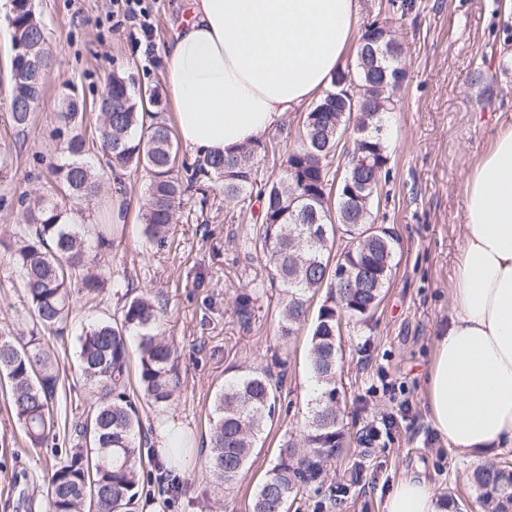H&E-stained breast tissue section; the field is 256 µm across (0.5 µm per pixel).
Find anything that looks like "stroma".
<instances>
[{"instance_id":"obj_1","label":"stroma","mask_w":512,"mask_h":512,"mask_svg":"<svg viewBox=\"0 0 512 512\" xmlns=\"http://www.w3.org/2000/svg\"><path fill=\"white\" fill-rule=\"evenodd\" d=\"M381 2L358 0L359 16L386 18L403 45L408 72L387 116L390 172L377 210L378 223L397 238L392 277L373 319L341 331L337 373L345 393L347 451L328 470L322 488L300 494L291 512H381L395 484L418 468L439 499L452 493L471 502L476 493L466 485V475L493 457L482 452L472 460L449 450L429 420L425 381L435 338L448 325V288L464 238L466 178L496 133L512 127V40L502 34L504 24L512 25V0H404L402 10L382 8ZM146 4L154 24L150 61L125 32L112 29L107 20L112 0H35L54 65L45 96L23 129L11 118L10 26L7 9L0 6V152L8 156V174L0 179V335H25L33 327L21 273L5 245L24 228L22 196L53 194L50 169L64 161L52 136L63 94L92 103L115 71L137 90L167 87L164 51L190 16L187 0ZM477 68L487 76L480 86L470 82ZM307 110V104L298 105L264 134L265 167L284 160L296 146L295 130ZM86 160L100 175L101 197L123 201L127 220L98 257L104 290L92 300L76 297L63 334H43L66 388L58 406L66 427L55 445L68 449L78 443L76 426L88 409L90 394L75 357L82 325L115 314L118 290L151 294L166 307L180 385L174 404L164 410L146 405L137 376H129L127 392L140 411L144 458L156 454L159 433L169 424L186 439L188 453L177 473L162 465L150 468L139 499L155 502L157 512H251L258 485L282 445L302 428L313 396L309 332L301 330L289 344L278 341L279 292L267 283L263 254L243 248L256 228L236 218L234 205L218 187L203 197L186 194L174 233L160 247L142 232L146 171H111L95 152ZM244 293L252 296L254 308L247 328L237 317V298ZM266 366L283 378L274 420L238 482L222 488L204 468L214 395L242 371ZM389 416L394 424L388 434L360 443L364 427ZM55 462L50 450L26 446L0 383V512H19L23 494L33 501L30 512H46L44 479ZM359 462L364 465L360 481L347 485L342 504H335L332 489L346 485Z\"/></svg>"}]
</instances>
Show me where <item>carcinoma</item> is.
I'll use <instances>...</instances> for the list:
<instances>
[{
    "label": "carcinoma",
    "mask_w": 512,
    "mask_h": 512,
    "mask_svg": "<svg viewBox=\"0 0 512 512\" xmlns=\"http://www.w3.org/2000/svg\"><path fill=\"white\" fill-rule=\"evenodd\" d=\"M12 41L25 44L31 58L52 62L44 24L28 0H11ZM336 77L345 79L343 71ZM407 72L401 59L377 53L352 61L356 107L324 91L299 128V142L280 171L269 173L256 158L268 153L256 142L234 155H207L193 164L187 180L178 175L172 127L159 116V91L143 97L119 71L109 76L98 102L100 123L82 129L84 105L62 99L55 134L68 161L51 169L59 199L37 196L27 208V233L9 246L19 267L29 311L44 330L68 322L75 308L72 285L88 299L104 288L92 272L90 237L111 246V225L76 222L68 202L100 191L97 175L83 157L91 150L114 169L130 166L148 173V203L142 214L145 238L165 242L185 193L204 182L222 185L224 197L239 204L238 216L258 224L255 243L266 258L269 283L283 295L276 333L291 342L306 324L310 300L322 287L328 300L310 332L309 371L319 386L311 399L301 439L288 440L261 481L252 512H289L287 504L324 480L328 464L345 449L337 358L342 323H366L375 315L392 276L395 240L375 222L373 207L390 156L378 129ZM10 110L16 127L31 120L44 83L9 76ZM355 138L343 168L331 159L347 130ZM347 244L334 249L336 238ZM355 272L336 279V267ZM135 342L144 400L155 407L174 400L180 383L177 349L165 336L164 309L146 296L122 298L118 317L95 320L78 338L77 365L92 398L79 424L81 444L53 465L45 478L48 512H135L142 471L139 412L125 391L130 342ZM0 378L8 383L11 412L28 447L56 439L55 412L62 379L54 354L42 337L0 335ZM277 383L266 371H250L220 390L214 401L209 470L220 484L233 485L273 417ZM481 512H512V463H485L470 476Z\"/></svg>",
    "instance_id": "carcinoma-1"
}]
</instances>
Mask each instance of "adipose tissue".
<instances>
[{
    "mask_svg": "<svg viewBox=\"0 0 512 512\" xmlns=\"http://www.w3.org/2000/svg\"><path fill=\"white\" fill-rule=\"evenodd\" d=\"M355 0H192L165 51L183 145L205 156L259 140L343 66ZM464 242L427 377L429 419L459 457L512 447V127L465 183ZM382 512H442L424 478H402Z\"/></svg>",
    "mask_w": 512,
    "mask_h": 512,
    "instance_id": "ef3b65f1",
    "label": "adipose tissue"
}]
</instances>
